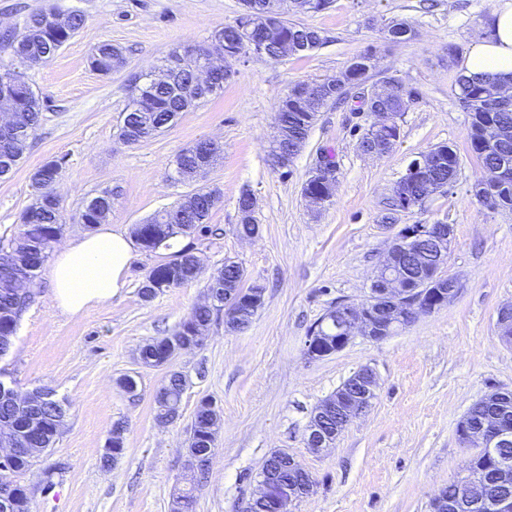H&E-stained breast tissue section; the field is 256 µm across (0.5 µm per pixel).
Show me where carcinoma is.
<instances>
[{
	"mask_svg": "<svg viewBox=\"0 0 512 512\" xmlns=\"http://www.w3.org/2000/svg\"><path fill=\"white\" fill-rule=\"evenodd\" d=\"M253 7L250 15L239 14L234 22L213 31L211 40L217 42L222 53L233 59L247 53L246 39L250 32L258 29L265 35L267 59L279 60V48L287 43L300 47L298 54L305 55L314 47L323 44L319 31L299 23L281 19H272L273 7L277 0H242ZM85 17L79 11L69 12V27L62 30L54 25L51 13L44 9L29 13L23 24L22 37L14 34L5 36L7 46L11 49L13 59L22 62L27 58H40L47 62L84 26ZM317 38L316 46L307 45L309 35ZM386 34L394 42H406L415 37L412 25L403 19L389 22ZM181 47L173 48L168 55L165 67L168 68V81L159 83L154 80L152 72L142 73L135 77L129 95V103L121 116L118 126L119 138L127 143L142 142L170 127L181 112H186L210 97L221 93L224 86L201 87L196 82V74L189 66L180 64ZM373 52L358 56L344 71L346 86L337 88L332 85L323 87L316 99H303L288 94L281 99L275 121L285 132L282 146L291 149L298 140L308 138L314 127L319 112L331 102L346 98L347 89L363 83L373 68ZM90 66L103 75L124 66L125 57L121 48L109 42H102L91 52ZM380 94L371 98L367 111L391 112L400 118L414 100V93L408 90L396 77H386L376 84ZM512 88V80L495 76L473 77L460 76L457 79V99L460 106L471 115L467 130V139L471 151L480 162L482 175L474 183L472 192L480 203L492 209L508 208L512 210V135L508 139L500 138L503 130L512 132V106L502 108L498 104L500 90ZM17 106L24 112V131L12 141L0 140V178L10 175L21 162L27 148V142L42 120V103L39 95L30 86L25 85L23 92L16 100ZM438 167L432 174L433 181L446 184L448 180H456L460 161L456 150L448 145L437 146ZM221 151L204 160L196 154V145L185 148L175 159L169 178L173 182L180 181L182 168L191 167L200 161L212 165ZM62 168L59 160H50L37 168L31 182L35 189L34 202L26 211L36 210L39 218L27 222L20 220V234L0 246V337L11 334L16 329L21 314L27 309L34 298L33 286L36 285L39 272L47 262L53 244L62 233L63 215L59 200L52 194V188L58 181ZM397 185L405 187L407 197L397 195L392 190L391 207L397 211L403 201L423 203L427 193L426 183L417 178L400 180ZM336 193V185L328 184L311 177L302 186V194L324 195L332 197ZM222 193L217 188L203 190L198 207L185 210L180 217V224L188 226L192 233L201 235L212 232L207 221L213 208L221 201ZM173 207L156 212L153 217L142 225L137 237L141 246L152 251L156 243L163 245L179 236L177 225L171 222ZM112 211V191L105 190L86 200L79 216L83 224L92 227L103 218V212ZM434 249L429 243H421L415 249L402 255L398 264L407 275L413 278L418 274L420 266L432 261ZM16 261L29 268L30 287L21 292L12 282L4 278L6 267ZM206 264L201 262V253L191 246H185L173 255V262L154 266L145 276L151 288L160 291L164 288H178L196 281L205 271ZM217 282L208 283V288L228 289L235 294L254 293L256 302L241 306L243 315L241 325H247L264 303L263 286H244L245 271L238 262L227 260L224 266L212 273ZM224 310V303H207L193 309L187 319L170 336H163L145 344L140 353L148 367H158L165 355L183 349H192L204 344V339L196 336V330L205 328L213 317ZM186 385L185 376L180 372H172L164 380L155 396L157 407L156 418L169 422L179 417L181 399ZM27 396L13 392L11 397L0 398V435L5 432L12 434L24 427L29 420L35 418L40 422V432L35 436V445L43 452L54 447L57 435L56 425L64 423L68 415L65 401L55 398L50 393L44 395L40 403L26 405ZM488 413H495L500 421L512 423V394L496 401H475L468 410V417L475 421ZM221 419L213 402L202 399L196 406L194 423L186 441V452L191 455L210 457L215 449L217 435L220 432ZM467 478L479 477L500 489L512 493V472L501 475L493 460L484 456L479 450L468 458L466 463ZM197 486L184 489L176 496L178 512H194L195 492ZM14 499L0 498V512H30L31 499L27 488L14 482Z\"/></svg>",
	"mask_w": 512,
	"mask_h": 512,
	"instance_id": "1",
	"label": "carcinoma"
}]
</instances>
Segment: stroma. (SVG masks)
<instances>
[{
    "instance_id": "stroma-1",
    "label": "stroma",
    "mask_w": 512,
    "mask_h": 512,
    "mask_svg": "<svg viewBox=\"0 0 512 512\" xmlns=\"http://www.w3.org/2000/svg\"><path fill=\"white\" fill-rule=\"evenodd\" d=\"M503 2L332 0L318 13L283 7L288 21L320 31L323 45L277 61L242 55L231 61L222 95L180 113L167 131L127 145L117 127L134 77L177 45H208L215 29L235 20L240 0H0V31L21 29L27 14L51 6L86 18L51 60L26 74L42 98V121L17 170L0 179V238L18 232L33 200L31 175L51 159L64 161L56 193L66 241L85 233L75 215L102 190L116 193L107 224L130 232L195 190L216 187L222 199L209 224L218 233L191 241L209 268L236 260L246 284L265 288L264 304L245 329L225 332L223 318H215L204 346L152 368L141 364L140 347L171 334L206 300L200 281L140 297L145 274L170 250L137 249L125 288L77 316L56 307L49 272L41 270L12 349L0 357V377L18 392L49 388L70 405L54 447L19 477L33 512H171L187 475L185 441L204 398L214 402L222 428L194 512H239L276 450L293 455L315 481L313 494L291 503L289 512H431L435 495L462 476L471 454L458 442L460 419L487 391L512 390V344L496 326L498 310L512 304V211L474 198L481 169L467 141L469 114L455 97L461 56ZM394 18L412 24V40L384 39L381 29ZM103 41L126 56L109 75L89 64ZM369 49V83L394 76L417 94L399 119L393 151L361 154L359 139L372 116L352 100L327 106L288 167L272 166L275 113L288 88L339 74ZM205 138L220 142L223 160L199 178L171 182L177 155ZM442 143L459 156L456 182L386 221L387 200L409 164ZM326 152L336 161V194L314 213L301 188ZM245 189L258 202L260 232L251 241L235 232ZM436 223L452 227L443 273L458 280L455 297L383 340L358 336L338 353L308 358L305 343L316 323L330 307L366 298L403 225ZM364 366L379 383L372 406L334 447L312 452L304 438L315 407ZM171 370L187 384L179 418L161 425L154 397ZM126 376L136 380L135 393L119 387ZM117 422L126 427L125 452L105 468L100 458Z\"/></svg>"
}]
</instances>
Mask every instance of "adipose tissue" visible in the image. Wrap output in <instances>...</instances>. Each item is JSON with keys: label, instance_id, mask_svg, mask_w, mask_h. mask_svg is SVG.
Returning a JSON list of instances; mask_svg holds the SVG:
<instances>
[{"label": "adipose tissue", "instance_id": "1", "mask_svg": "<svg viewBox=\"0 0 512 512\" xmlns=\"http://www.w3.org/2000/svg\"><path fill=\"white\" fill-rule=\"evenodd\" d=\"M461 69L468 76L512 75V0L494 13L487 35L474 40ZM133 254V238L107 224L68 241L50 269L57 307L75 316L111 300L126 284Z\"/></svg>", "mask_w": 512, "mask_h": 512}]
</instances>
